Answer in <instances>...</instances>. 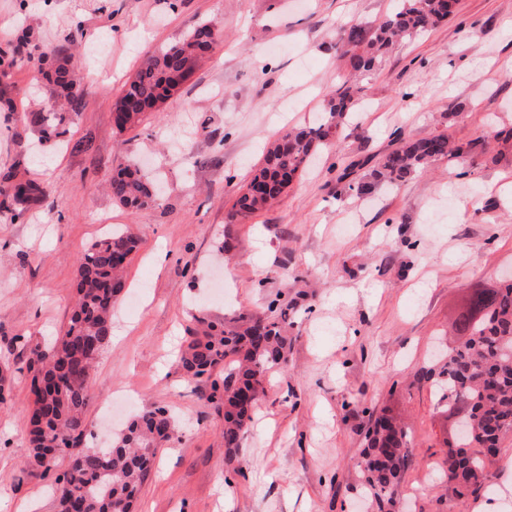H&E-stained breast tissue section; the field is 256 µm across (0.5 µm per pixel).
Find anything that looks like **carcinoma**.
Wrapping results in <instances>:
<instances>
[{"label": "carcinoma", "mask_w": 512, "mask_h": 512, "mask_svg": "<svg viewBox=\"0 0 512 512\" xmlns=\"http://www.w3.org/2000/svg\"><path fill=\"white\" fill-rule=\"evenodd\" d=\"M458 4L459 0H397L395 12L370 34L358 26L343 30L337 50L353 72H371L394 46L422 37L452 17ZM215 43L212 24L200 22L182 40L147 55L114 104L116 128H135L145 113L160 111ZM60 56L56 48L30 47L24 40L0 49L3 74L24 61L57 62L50 79L69 111L27 116L45 142L61 141L70 132L84 95ZM361 92L356 82H342L317 121L286 130L267 147L232 205L224 225L225 248H230L235 225L277 202L322 147L341 140L345 116ZM469 151V146L453 143L446 134L402 140L381 158L372 178L377 184L397 185L439 160L464 162ZM109 189L116 203L131 210L147 208L157 199L154 183L130 166L116 171ZM41 194L40 185L31 180L0 189L8 202L6 210ZM137 245L136 236L122 229L94 242L79 259L76 300L64 334L47 346L29 348L26 369L31 374L32 409L24 463L30 471L45 474L58 459L68 460V469L58 478L57 512H133L137 494L153 470L158 443L175 432L172 416L154 408L133 418L109 447L84 445L90 434L86 409L93 368L112 340V310L125 288L122 262L130 259ZM287 316L285 310L277 317L242 311L228 327L210 322L181 354V366L191 381L224 370L219 401L224 409V448L231 459L238 456L254 410L267 396L270 373L288 364ZM453 329L466 337L465 342L448 348L444 362L428 369L423 378L436 386L447 411L455 416L464 411L476 420L470 430L466 420L459 422L456 450L446 454L442 473L456 495H478L491 478L486 453L500 454L503 440L512 438V282L474 290ZM410 445L408 428L392 413L371 418L357 466L372 512H400L397 490L409 464Z\"/></svg>", "instance_id": "1"}]
</instances>
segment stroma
Returning a JSON list of instances; mask_svg holds the SVG:
<instances>
[{"instance_id":"stroma-1","label":"stroma","mask_w":512,"mask_h":512,"mask_svg":"<svg viewBox=\"0 0 512 512\" xmlns=\"http://www.w3.org/2000/svg\"><path fill=\"white\" fill-rule=\"evenodd\" d=\"M395 0H0V47L18 29L66 46L83 106L64 142L46 145L30 112L58 110L52 85L25 64L0 76V181L45 190L15 220L0 218V512H57V460L23 467L30 414L26 349L65 330L79 257L118 227L139 240L116 305L112 341L93 370L90 429L109 441L162 407L177 433L160 445L135 512H365L357 460L371 415L388 408L411 433L404 512H512V447L492 493L458 497L434 482L456 431L423 370L475 288L512 269V0H459L457 14L399 44L362 79L340 145L323 148L271 209L224 226L267 141L320 112L349 73L341 28L371 27ZM211 21L224 37L210 59L135 129L112 104L143 57ZM445 133L472 143L466 163L369 194H341L339 176L370 183L398 138ZM122 164L157 180L149 208L107 190ZM287 305L288 371L272 373L238 461L228 462L210 380H188L181 349L198 319Z\"/></svg>"}]
</instances>
